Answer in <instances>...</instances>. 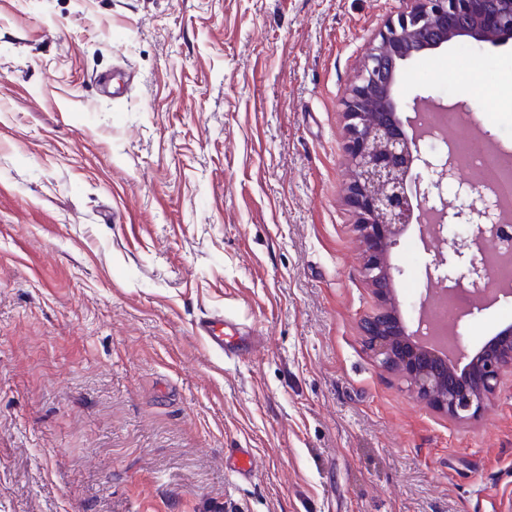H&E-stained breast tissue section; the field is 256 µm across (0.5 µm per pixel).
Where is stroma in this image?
I'll return each mask as SVG.
<instances>
[{"label":"stroma","instance_id":"stroma-1","mask_svg":"<svg viewBox=\"0 0 512 512\" xmlns=\"http://www.w3.org/2000/svg\"><path fill=\"white\" fill-rule=\"evenodd\" d=\"M398 8L0 0V512H512V379L455 422L360 330L343 101ZM395 96L512 150V43L432 51ZM434 250L391 252L411 331ZM214 315L248 353L196 336ZM510 324L512 296L458 331Z\"/></svg>","mask_w":512,"mask_h":512}]
</instances>
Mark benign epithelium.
<instances>
[{
	"instance_id": "benign-epithelium-1",
	"label": "benign epithelium",
	"mask_w": 512,
	"mask_h": 512,
	"mask_svg": "<svg viewBox=\"0 0 512 512\" xmlns=\"http://www.w3.org/2000/svg\"><path fill=\"white\" fill-rule=\"evenodd\" d=\"M402 8L375 37L344 101L343 153L352 180L349 203L363 256L360 275L373 287L376 313L361 324L368 347L380 364L403 379L433 409L449 419L479 418L504 376L512 377V325L474 351L451 333L453 353L441 352L428 337L410 333L397 310L390 254L400 236L416 224L439 249L426 266L430 281L445 290L485 299L511 295L496 287V266L482 257L485 244L503 230L501 201L488 187L481 205L466 197L473 185H458L460 158L448 137L445 148L429 154L424 136L407 135L394 96L404 66L421 55L471 38L492 46L512 40V0H401Z\"/></svg>"
}]
</instances>
